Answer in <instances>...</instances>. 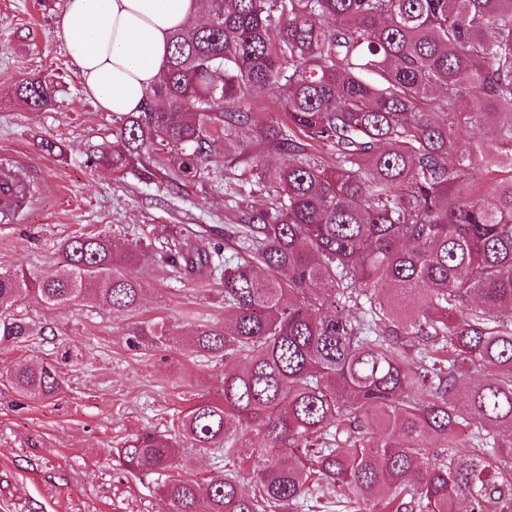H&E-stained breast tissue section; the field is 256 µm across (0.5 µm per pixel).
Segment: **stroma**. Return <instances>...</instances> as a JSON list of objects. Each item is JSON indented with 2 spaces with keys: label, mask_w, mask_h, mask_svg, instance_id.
Segmentation results:
<instances>
[{
  "label": "stroma",
  "mask_w": 512,
  "mask_h": 512,
  "mask_svg": "<svg viewBox=\"0 0 512 512\" xmlns=\"http://www.w3.org/2000/svg\"><path fill=\"white\" fill-rule=\"evenodd\" d=\"M64 0H0V158L24 172L32 195L11 221H0V270L21 264L52 272L72 236L101 233L116 248L139 245L134 267L146 292L139 309L116 315L100 304L27 310L43 335L0 346V512H167L156 474L131 473L115 449L146 428L165 430L174 415L224 388L223 358L196 356L184 336L201 322H223L224 289L205 275L171 267L162 247L189 242L212 251L228 220L270 209L258 168L278 151L240 134L216 142L204 173L187 181L90 168L85 153L112 139L116 117L83 92L56 20ZM26 79L52 81L48 106L29 110L17 94ZM162 319L178 345L132 346L133 323ZM27 358L56 367L64 385L50 399L17 392L9 364Z\"/></svg>",
  "instance_id": "obj_1"
}]
</instances>
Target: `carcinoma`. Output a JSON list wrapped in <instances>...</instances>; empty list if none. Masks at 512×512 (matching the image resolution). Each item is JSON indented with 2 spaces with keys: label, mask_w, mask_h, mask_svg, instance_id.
Segmentation results:
<instances>
[{
  "label": "carcinoma",
  "mask_w": 512,
  "mask_h": 512,
  "mask_svg": "<svg viewBox=\"0 0 512 512\" xmlns=\"http://www.w3.org/2000/svg\"><path fill=\"white\" fill-rule=\"evenodd\" d=\"M196 5L204 25L172 34L141 111L87 166L193 179L214 142L248 132L284 152L257 173L280 207L249 215L236 264L178 252L224 277L230 323L189 339L224 358L223 393L172 434L126 439L120 466L165 475L168 512H298L331 496L351 512H512V326L498 320L512 310V0ZM17 92L38 110L54 89ZM262 92L334 160L258 124L241 101ZM462 128L489 133L492 150L477 155ZM61 252L59 273L0 271V344L41 333L28 300L139 307L138 246L82 234ZM129 336L159 346L175 333L150 320ZM9 376L32 399L64 384L27 360ZM251 431L263 447L227 449L243 467L206 482L173 473L179 443L219 450Z\"/></svg>",
  "instance_id": "obj_1"
}]
</instances>
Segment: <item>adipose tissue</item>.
<instances>
[{
	"instance_id": "obj_1",
	"label": "adipose tissue",
	"mask_w": 512,
	"mask_h": 512,
	"mask_svg": "<svg viewBox=\"0 0 512 512\" xmlns=\"http://www.w3.org/2000/svg\"><path fill=\"white\" fill-rule=\"evenodd\" d=\"M197 17L196 0H65L57 28L84 94L121 117L140 110L166 61L172 32Z\"/></svg>"
}]
</instances>
